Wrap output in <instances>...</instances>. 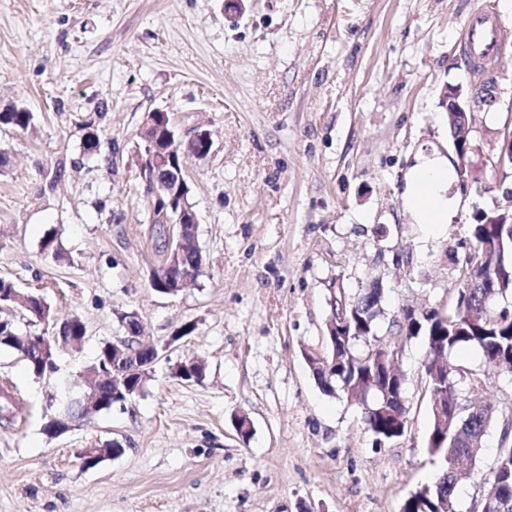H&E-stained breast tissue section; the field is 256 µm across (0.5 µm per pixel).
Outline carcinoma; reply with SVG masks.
Here are the masks:
<instances>
[{"instance_id":"carcinoma-1","label":"carcinoma","mask_w":512,"mask_h":512,"mask_svg":"<svg viewBox=\"0 0 512 512\" xmlns=\"http://www.w3.org/2000/svg\"><path fill=\"white\" fill-rule=\"evenodd\" d=\"M35 116L24 107L0 112V126L27 130ZM155 248L160 262L150 276L151 288L161 294L175 295L169 273L164 271L169 260L161 243ZM470 254L464 261L455 285L456 298L451 312L430 309L422 318L409 316L393 321L396 335L407 340L422 337L426 354L422 362L430 410L440 406L446 419H432L427 452L435 473L405 500L401 512H457L456 491L465 478L461 462L470 464L484 452V439L498 421L497 410L490 404L462 402L456 375L460 373L450 362L451 356L463 346L478 348L489 366L498 372L512 374V309L499 305L512 296V209L479 211L471 228ZM384 294L365 287L344 302L346 312L354 313L359 322L346 328V336L334 341L325 334L326 352L322 358L332 364L330 372L317 367L318 360L308 358V365L321 390L330 396L339 392L357 398L363 405V420L377 441L386 444L396 440L406 428L409 411L405 396L406 376L395 371L391 377L386 368L398 347L377 336L380 307ZM29 318L32 325L42 324L55 314L46 299L31 295L30 304L9 303ZM41 333H22L14 321L0 316V348L23 353L26 367L37 380L48 379L49 365L56 363L53 354L45 355L40 347ZM160 352L134 350L130 360L112 359V343L100 347L90 368L98 370L109 364V378L100 386L105 400L103 409L123 406L140 396L151 379ZM174 371L184 380L200 381L204 365H176ZM509 429H503L491 477L483 488L480 512H512V442Z\"/></svg>"}]
</instances>
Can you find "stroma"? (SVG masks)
Returning <instances> with one entry per match:
<instances>
[{
    "mask_svg": "<svg viewBox=\"0 0 512 512\" xmlns=\"http://www.w3.org/2000/svg\"><path fill=\"white\" fill-rule=\"evenodd\" d=\"M481 8L512 31L505 0H0V112L35 115L31 129L0 128V278L84 322L80 352L59 361L70 382L123 335L120 313L137 312L164 348L135 401L53 439L47 384L0 350L15 413L0 425V512H400L432 480L422 339L399 343L407 425L381 447L307 358L324 352L334 282L353 294L381 279L387 339L406 306L451 309L475 213L512 207V166L498 162L512 41L481 76L462 60L464 22ZM447 84L476 96L490 85L495 100L473 114L482 180L456 173L460 204L435 228L415 223L404 188L417 155H454ZM156 109L178 138L213 141L184 160L204 265L175 296L149 286L155 198L135 149ZM50 235L65 261L45 258ZM187 322L194 331L174 339ZM191 358L202 381L174 374ZM451 361L463 399L512 413V375L473 346ZM97 439L126 452L85 467L79 453ZM499 446L491 429L458 512L477 506Z\"/></svg>",
    "mask_w": 512,
    "mask_h": 512,
    "instance_id": "obj_1",
    "label": "stroma"
}]
</instances>
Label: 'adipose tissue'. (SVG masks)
<instances>
[{
  "label": "adipose tissue",
  "mask_w": 512,
  "mask_h": 512,
  "mask_svg": "<svg viewBox=\"0 0 512 512\" xmlns=\"http://www.w3.org/2000/svg\"><path fill=\"white\" fill-rule=\"evenodd\" d=\"M453 181V166L437 154L419 156L406 176L404 196L414 219L421 224H444L455 209V198L448 190Z\"/></svg>",
  "instance_id": "ef3b65f1"
}]
</instances>
